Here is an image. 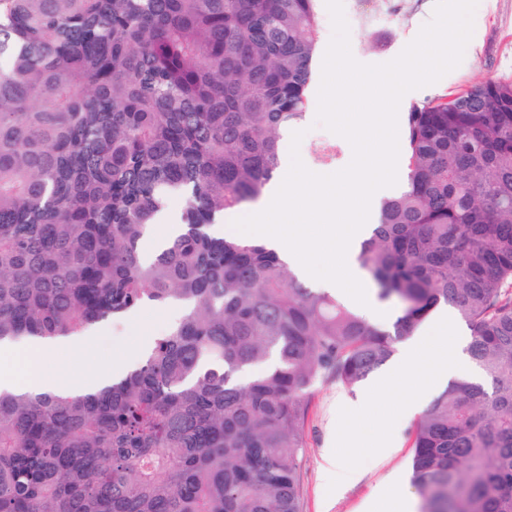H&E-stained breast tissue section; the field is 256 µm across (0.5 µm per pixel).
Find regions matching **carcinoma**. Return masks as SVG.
<instances>
[{
  "mask_svg": "<svg viewBox=\"0 0 512 512\" xmlns=\"http://www.w3.org/2000/svg\"><path fill=\"white\" fill-rule=\"evenodd\" d=\"M318 37L315 0H0V345L182 309L107 386L0 388V512H299L313 388L360 385L441 305L482 380L413 426L420 512H512V80L403 117L406 185L356 256L392 328L212 231L271 187Z\"/></svg>",
  "mask_w": 512,
  "mask_h": 512,
  "instance_id": "carcinoma-1",
  "label": "carcinoma"
}]
</instances>
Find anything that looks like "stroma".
<instances>
[{
  "instance_id": "1",
  "label": "stroma",
  "mask_w": 512,
  "mask_h": 512,
  "mask_svg": "<svg viewBox=\"0 0 512 512\" xmlns=\"http://www.w3.org/2000/svg\"><path fill=\"white\" fill-rule=\"evenodd\" d=\"M434 3L343 0L354 58L366 64L396 58L430 21ZM315 6L320 33L306 89L308 106L298 124L305 132L299 154L306 167L332 174L350 163L352 148L346 139L337 138L335 160L326 165L316 161L320 141L331 137L328 130L317 125L316 113L321 62L332 37V24L325 0H316ZM474 18L477 38L466 46L461 64L437 83L410 91L400 103V112L489 78L512 79V0H478ZM169 326V308L165 305H149L126 318L99 324L92 333L102 344L88 355L86 364L91 367L121 353L136 356L138 344L163 335ZM355 395V390L332 381L319 383L313 390L305 419L306 446L297 473L300 512H379L378 498L384 493L389 496V512H398L404 503L411 512H418L420 500L410 483L411 422L402 424L399 446L386 452L348 447L350 422L343 402ZM331 447L336 450L337 463L353 474L340 485L328 481L321 469L323 455Z\"/></svg>"
}]
</instances>
